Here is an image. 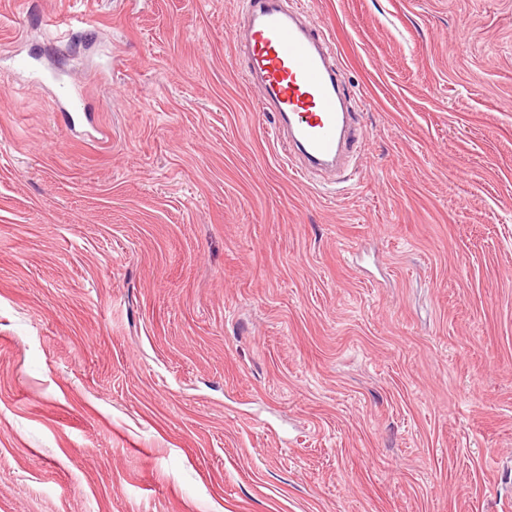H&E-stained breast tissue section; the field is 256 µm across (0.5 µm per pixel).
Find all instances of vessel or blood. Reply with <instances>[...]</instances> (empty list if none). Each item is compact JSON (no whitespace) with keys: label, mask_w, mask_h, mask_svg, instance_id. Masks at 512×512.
<instances>
[{"label":"vessel or blood","mask_w":512,"mask_h":512,"mask_svg":"<svg viewBox=\"0 0 512 512\" xmlns=\"http://www.w3.org/2000/svg\"><path fill=\"white\" fill-rule=\"evenodd\" d=\"M248 19L238 40L245 75L263 110L277 117L274 137L301 173L349 160L362 133L346 107L341 74L330 47L301 7L285 0H246ZM60 118L69 130L92 125L76 86L57 82Z\"/></svg>","instance_id":"vessel-or-blood-1"}]
</instances>
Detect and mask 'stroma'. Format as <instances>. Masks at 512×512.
<instances>
[{"label":"stroma","instance_id":"obj_1","mask_svg":"<svg viewBox=\"0 0 512 512\" xmlns=\"http://www.w3.org/2000/svg\"><path fill=\"white\" fill-rule=\"evenodd\" d=\"M305 2L365 135L328 186L242 0H0V512L512 503V0ZM51 80L56 85L58 96L63 104L60 113L62 123L70 130L76 131L77 127L86 125L93 126V117L91 112H86L82 108V93L76 86L59 81L54 74Z\"/></svg>","mask_w":512,"mask_h":512}]
</instances>
